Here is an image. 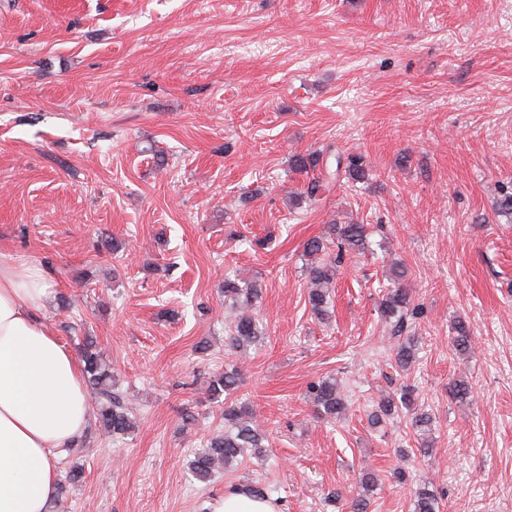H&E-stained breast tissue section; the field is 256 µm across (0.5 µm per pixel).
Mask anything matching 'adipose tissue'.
Returning a JSON list of instances; mask_svg holds the SVG:
<instances>
[{"label":"adipose tissue","instance_id":"adipose-tissue-1","mask_svg":"<svg viewBox=\"0 0 512 512\" xmlns=\"http://www.w3.org/2000/svg\"><path fill=\"white\" fill-rule=\"evenodd\" d=\"M47 290L0 258V512H48L57 461L93 418L81 365L37 316Z\"/></svg>","mask_w":512,"mask_h":512}]
</instances>
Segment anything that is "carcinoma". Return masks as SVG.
<instances>
[{
    "mask_svg": "<svg viewBox=\"0 0 512 512\" xmlns=\"http://www.w3.org/2000/svg\"><path fill=\"white\" fill-rule=\"evenodd\" d=\"M324 163L323 153L295 154L291 160V168L300 174H309ZM344 174L348 180L363 181L368 177L360 154L336 155V174ZM328 187V183L312 177L307 182L297 200L311 203L319 200ZM497 216L512 223V186L500 187L495 202ZM329 232L336 239V253L329 252L328 244L320 237L312 238L305 245L308 257L306 264V288L308 303L312 314L320 321L330 318V288L336 275V266L344 260V256L364 255L369 251V233L365 224H333ZM404 271L394 263L389 271V285L385 287V295L379 305L381 318L389 327L395 338H404L397 347L391 350V358L396 366L406 370L414 362L416 343L408 335L413 319L419 315L418 307L411 303L407 289L401 285ZM224 298L232 305L243 309L235 320L227 327L229 346L237 353L245 355L251 346L258 343L266 335V329L251 309L262 298V288L252 281L239 284L235 279L226 278L222 285ZM453 349L459 354L467 353L471 348L472 336L469 327L462 321L453 327ZM81 361L87 385L91 389L97 409L98 423L107 436H124L135 429L133 411L125 397L115 389L109 366L102 362L100 353L96 351L93 340L85 339L81 351ZM242 382V371L233 366L210 380L207 387L209 398L222 400L224 408L221 418L224 430L214 433L205 442V446L190 461L193 476L207 482L219 470H224L242 461L248 455L260 456L264 453L266 434L257 423L253 409L245 402L233 398ZM309 396L316 411L334 419L344 413L347 400L334 378H324L309 387ZM412 412L410 425L416 435L422 437L420 453H429V442L423 439L425 432L430 430L433 417L414 407L413 390L408 387L401 389L400 398L391 396L381 400L375 410L369 414L370 424L379 425L385 418L393 415L398 407ZM414 512H440L435 495L426 488L415 491Z\"/></svg>",
    "mask_w": 512,
    "mask_h": 512,
    "instance_id": "1",
    "label": "carcinoma"
}]
</instances>
